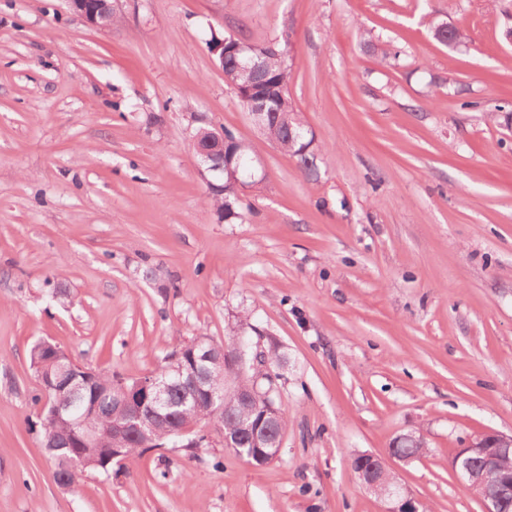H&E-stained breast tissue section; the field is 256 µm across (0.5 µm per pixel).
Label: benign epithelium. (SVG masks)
Returning <instances> with one entry per match:
<instances>
[{"label": "benign epithelium", "mask_w": 512, "mask_h": 512, "mask_svg": "<svg viewBox=\"0 0 512 512\" xmlns=\"http://www.w3.org/2000/svg\"><path fill=\"white\" fill-rule=\"evenodd\" d=\"M71 7L86 21L97 27H104L112 22V0H69ZM241 101L257 128L262 129L274 119V114L267 111L260 86L240 94ZM224 133H215L207 144H195L199 158V170L209 187L215 188L213 177L222 172L225 151ZM49 355V362L57 367L56 377L41 378L44 403L50 405L49 416L53 419L68 418L74 424L80 446H91L105 436L125 437L133 430L153 427V423L168 418L169 395L173 387H180L186 398L195 399L206 396L211 403L221 405L224 402V390L211 384V371L215 366H230L244 371L247 367L256 368L265 357L260 345L252 346V357L249 360L231 357L224 349L213 342L196 341L190 344L189 368L175 369L171 379H159L147 375L134 379L132 384L119 378L116 385L117 394L112 403L121 416L102 429L89 428L85 425L82 415V399L84 389L92 383L93 371L74 361L68 353L48 341L42 342ZM70 388L67 403L61 404L54 395L58 388ZM277 415L275 407L270 406L261 417L253 420L241 417L238 421L237 436H248L254 443H262L270 448H282V440L274 437L268 430ZM197 425L191 424L174 430L176 440L181 442L188 435L189 445L199 440L210 441L207 434L196 432ZM512 458V434L504 435L496 432L484 433L468 438L462 448L458 449L450 461V469L455 482L464 490L477 495L483 505L482 512H499L505 499L512 498V473L503 469V462ZM360 482L374 491L388 504L387 512H417L415 499L411 494L403 493L404 486L396 483L391 489H379L376 479V465L364 466L357 473Z\"/></svg>", "instance_id": "7a95c632"}]
</instances>
